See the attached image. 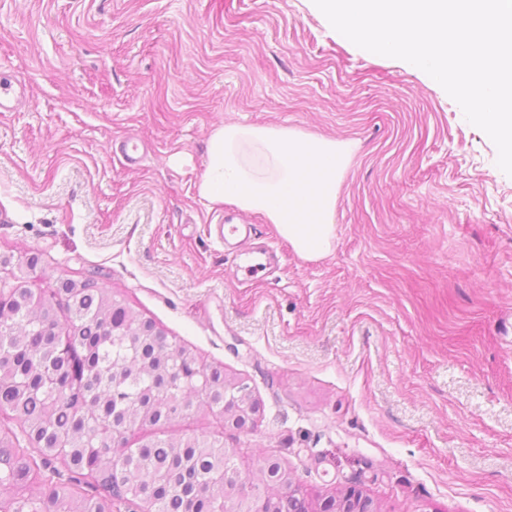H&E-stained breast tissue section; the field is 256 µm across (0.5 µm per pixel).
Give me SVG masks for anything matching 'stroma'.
I'll list each match as a JSON object with an SVG mask.
<instances>
[{
    "instance_id": "1",
    "label": "stroma",
    "mask_w": 512,
    "mask_h": 512,
    "mask_svg": "<svg viewBox=\"0 0 512 512\" xmlns=\"http://www.w3.org/2000/svg\"><path fill=\"white\" fill-rule=\"evenodd\" d=\"M0 255L93 280L244 383L245 427L177 434L277 461L309 503L512 512V176L441 88L345 43L313 0H0ZM352 140L317 260L196 185L212 131ZM138 143L124 165L113 142ZM252 234L224 245L223 214ZM275 250L244 280L241 255ZM350 505V508L348 507ZM336 506V507H335ZM320 512H375L371 502L356 485L347 487L342 500L336 504V498L325 499Z\"/></svg>"
}]
</instances>
